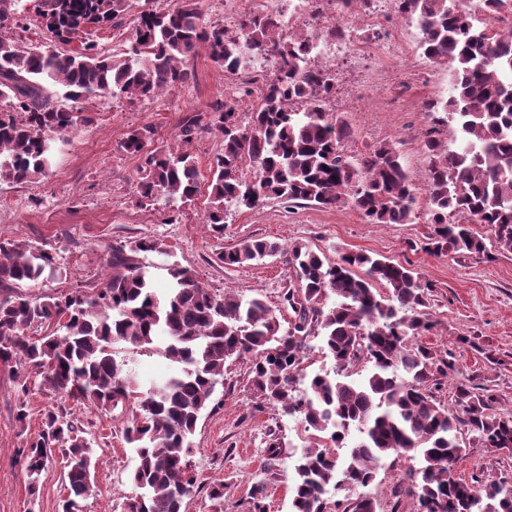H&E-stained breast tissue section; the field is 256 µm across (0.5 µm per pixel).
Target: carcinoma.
I'll list each match as a JSON object with an SVG mask.
<instances>
[{
	"mask_svg": "<svg viewBox=\"0 0 512 512\" xmlns=\"http://www.w3.org/2000/svg\"><path fill=\"white\" fill-rule=\"evenodd\" d=\"M133 0H0V27L19 26L35 13L46 41L22 46L0 33V183L24 184L45 174L55 144L70 140L89 117L55 104L112 97L148 100L185 82L186 62L205 48L217 69L235 75L274 53L276 73L264 80L246 109L238 100L190 117L181 135L218 131L223 150L210 163L204 223L224 232L229 207L253 209L271 199L319 206H351L370 224H406L419 193L397 147L384 141L358 156L343 142L348 122L324 108L336 93V77L311 53L313 40L288 35L279 16L249 11L234 28L206 27L198 0H174L162 11L137 13L131 36L106 54L93 31L122 26ZM393 10L417 23L419 48L433 64L452 68L456 94L429 100L432 124L454 123L461 132L454 150L434 137L425 190V249L437 254L483 253L472 224H487L498 249L512 252V45L489 20L464 11L457 0H393ZM248 114L242 122L240 112ZM150 126L131 131L124 149L146 155L139 194L150 202L192 204L201 174L189 150H146ZM281 251L249 237L218 254L226 266L244 267ZM164 252L156 240L112 248L104 286L64 296L32 297L55 256L29 243L0 239V361L30 366L41 385L66 399L114 409L133 402L125 439L136 451L131 480L140 493L124 512H182L189 439L219 385L225 363L251 362L253 390L318 437L294 466L292 512H377L365 495L334 501L341 486L372 484L383 460L418 457L393 490L397 499L417 498L418 512H512V481L467 484L454 467L467 453L465 428L483 447L512 453V412L494 413L496 396L458 383L453 412L434 395L453 363L411 340L434 328L425 286L411 268L381 256L346 251L331 260L307 244L288 248L291 276L281 295L291 316L283 330L275 310L260 297L243 300L204 288L185 267L169 265L170 288L157 297L139 254ZM385 291H380V288ZM321 333L322 353L333 372L307 375L306 338ZM160 353L179 371L163 384L140 389L119 350ZM371 368L360 380L351 369ZM358 442L345 447L351 433ZM65 457L62 512H78L93 492L98 457L83 431L64 415L49 412L42 430L21 452L28 491L35 495L57 449ZM212 512H224V484L209 487Z\"/></svg>",
	"mask_w": 512,
	"mask_h": 512,
	"instance_id": "obj_1",
	"label": "carcinoma"
}]
</instances>
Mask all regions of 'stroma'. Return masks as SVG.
<instances>
[{
    "label": "stroma",
    "mask_w": 512,
    "mask_h": 512,
    "mask_svg": "<svg viewBox=\"0 0 512 512\" xmlns=\"http://www.w3.org/2000/svg\"><path fill=\"white\" fill-rule=\"evenodd\" d=\"M205 24H228L255 9L279 11L284 23L314 40L324 30L288 10L286 0H200ZM399 36L409 52L377 68L366 59L351 63L338 94L349 103L342 111L353 136L350 154L365 152L385 140L397 142L402 163L417 188H424L430 157L423 147L431 123L423 114L426 99L440 95L452 82V70L427 61L419 49L416 26L401 25ZM190 79L143 102L97 98L84 102L91 116L64 145L51 172L21 184L0 185V238L46 248L56 257L55 273L45 274L35 288L39 295H60L101 287L112 247L147 238L164 243L166 251L146 253L142 261L157 286H165L167 265L191 269L210 291L230 288L241 298L262 297L278 307L291 270L282 251L246 267L227 268L217 255L247 237L265 238L283 248L304 243L337 259L345 250L381 255L414 269L427 285L428 307L435 328L422 341L447 354L455 364L454 381L487 387L497 407L512 412V253L498 249L484 224L474 232L487 245L471 255L433 254L424 244L430 232L425 205H418L409 224H369L353 208L322 207L271 200L245 211H230L223 234L204 224L206 196L173 211L163 201L142 200L138 183L143 157L128 154L123 142L129 131L153 126L154 147L179 138L186 117L223 101L226 76L206 52L187 65ZM247 360L225 365L224 384L217 387L198 421L188 461L198 490L184 503L185 512H209L208 488L224 485V512H250L255 486L264 485L266 512H291L293 455L308 446V434L281 408L264 402L250 383ZM27 380L29 394L18 383ZM25 404V423L16 420ZM67 414L99 457L95 489L84 512H121L120 505L137 492L130 474L136 454L125 442L129 409L101 410L76 404L43 387L40 376L24 374L15 364L0 363V512H61L65 497L62 462L49 466L37 494H29L19 454L42 429L47 412ZM468 454L455 466L465 482L512 480V456L487 452L472 436H464ZM282 452L270 457V443Z\"/></svg>",
    "instance_id": "obj_1"
}]
</instances>
